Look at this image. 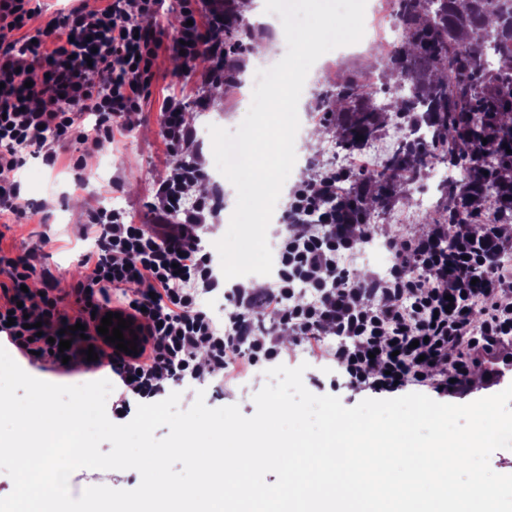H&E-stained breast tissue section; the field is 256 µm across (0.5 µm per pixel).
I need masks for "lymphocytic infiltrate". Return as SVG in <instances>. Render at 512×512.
<instances>
[{
	"label": "lymphocytic infiltrate",
	"mask_w": 512,
	"mask_h": 512,
	"mask_svg": "<svg viewBox=\"0 0 512 512\" xmlns=\"http://www.w3.org/2000/svg\"><path fill=\"white\" fill-rule=\"evenodd\" d=\"M235 0H196L183 6L177 36L163 41L153 26L158 0H106L95 13L71 7L33 27L40 0H0V220L27 216L16 175L29 148L46 166L86 169L105 144L130 134L125 117L138 111L160 55L192 70L200 57L210 66L203 81L221 79L228 51L223 34L234 18ZM32 59L19 68L13 53ZM94 73L88 82L86 73ZM160 136L175 159V174L156 190L152 223L138 224L124 211L91 210L81 237L94 245L82 252L83 278L73 290V312L59 296L31 299L22 287L36 272L28 257L0 248V334L21 353L48 354L35 323L85 325L67 354L81 356L100 343L96 312L118 298L145 331L138 354L113 351L110 366L128 389L144 399L160 394L167 378L223 376L236 384L259 363L280 355L273 328L288 326L300 347L336 365L349 385L377 392L424 386L449 395L456 381H470L480 351L512 345V182L496 180L512 169V152L484 145L454 154L472 178L450 186L448 205L423 233L398 228L387 248L386 272L353 281L349 267L377 230L357 197L342 184L350 175L378 182L381 166L355 161L322 168L296 186L282 221L288 230L274 256L272 283L236 284L225 293L223 321L203 309L201 297L219 288L213 257L198 242L206 199H189L186 188L203 171L189 153L192 129L181 103L167 98ZM75 138L79 155L60 158V142ZM497 202L496 217L483 209ZM454 225L453 239L445 228ZM147 284L131 294L128 284ZM271 328L257 331L256 315ZM332 335L336 344H325ZM206 362H198V350Z\"/></svg>",
	"instance_id": "obj_1"
}]
</instances>
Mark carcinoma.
Wrapping results in <instances>:
<instances>
[{
    "mask_svg": "<svg viewBox=\"0 0 512 512\" xmlns=\"http://www.w3.org/2000/svg\"><path fill=\"white\" fill-rule=\"evenodd\" d=\"M403 41L383 58L380 72L387 94L402 81L414 85L411 100H399L397 117H410L406 126L427 127L430 143L462 151L488 137L512 141V108L499 112L493 126L476 108L491 86L512 95V53L489 60L491 50L512 41V0H397ZM358 82L321 93L322 103L337 101L346 116L344 141L356 148L380 132L377 111L359 104ZM438 159L426 144L404 140L384 166L386 183L399 180L408 169L421 170ZM384 195H360L364 214L384 212Z\"/></svg>",
    "mask_w": 512,
    "mask_h": 512,
    "instance_id": "1",
    "label": "carcinoma"
}]
</instances>
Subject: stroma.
Listing matches in <instances>:
<instances>
[{
    "label": "stroma",
    "mask_w": 512,
    "mask_h": 512,
    "mask_svg": "<svg viewBox=\"0 0 512 512\" xmlns=\"http://www.w3.org/2000/svg\"><path fill=\"white\" fill-rule=\"evenodd\" d=\"M237 37L240 46L233 56V71L226 74L220 86L202 83L198 74L185 71L176 59L170 58L161 64L140 111L128 117L133 127L131 137L117 147L103 149L104 154L112 158V169L105 180H97L91 169L81 173L52 171L43 168L40 160H31V167L41 172V181L35 186L22 182L21 195L34 217L0 228V244L12 248L15 254L30 257L37 270L32 282L39 291L50 290L71 296L83 276L78 256L87 248L86 241L78 235V229L86 222L90 210L109 205L126 210L134 219L151 223L156 188L174 168V159L159 136V98L162 93L181 98L185 117L196 132L194 146L201 167L203 171H210L214 160L212 142L200 135L199 130L206 125H216L229 131L238 128L244 106L243 96L247 90L243 78L253 48L257 43L272 40L274 33L270 26L253 24L238 32ZM341 70L349 79H362L367 68L362 62L360 44L335 48L322 55L311 67L299 99L301 126L303 131L309 127L321 130L322 136L310 143L303 132L297 135L295 152L298 162L282 187L275 205L276 212L286 210L288 196L293 186L300 182L302 173L313 174L325 166L340 167L344 164L347 151L335 136L344 120L342 112H335L332 120L325 123L316 117L318 92L334 86L336 74ZM80 178L87 181L86 189H75L74 183ZM423 187L424 180L420 177L414 179L410 187H392L390 213L379 219L378 236L373 246L367 248L364 256L353 265L352 278L360 279L386 270L385 241L395 225L407 224L420 233L425 230L427 222L444 209L447 197L440 188L432 190L428 210H418L414 203L407 201V189L420 190ZM6 350L24 371L50 383L72 385L105 378L111 380L114 393H121L124 389L120 379L114 378L106 364L112 355L111 348L107 346L101 349L105 364L97 369L83 365L73 369L60 366L38 355H23L11 344ZM279 362L289 367L305 365L303 383L313 394L337 396L347 407L355 406L367 397L366 392L344 385L335 386L337 372L334 365L308 360L295 344L283 347ZM267 368V363L258 364L244 381L230 388L224 386L221 377L210 376L200 380H171L165 383L164 389L169 393L180 392V407L184 410L200 396L209 407L235 405L243 415L250 416L256 410L254 394L268 381Z\"/></svg>",
    "instance_id": "obj_1"
}]
</instances>
